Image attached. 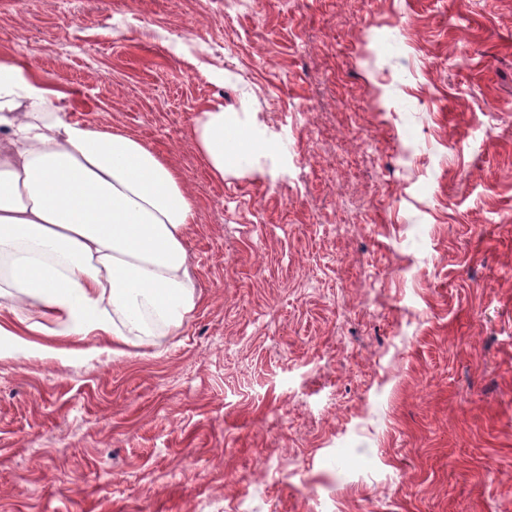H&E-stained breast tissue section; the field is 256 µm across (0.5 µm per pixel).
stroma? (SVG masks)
Wrapping results in <instances>:
<instances>
[{
  "label": "stroma",
  "mask_w": 512,
  "mask_h": 512,
  "mask_svg": "<svg viewBox=\"0 0 512 512\" xmlns=\"http://www.w3.org/2000/svg\"><path fill=\"white\" fill-rule=\"evenodd\" d=\"M0 53L182 175L201 297L0 357V512H512V0H0ZM192 135L210 175L218 180L229 171H257L270 152V141L242 124L238 112L226 111L220 102L198 112Z\"/></svg>",
  "instance_id": "35a3bbf8"
}]
</instances>
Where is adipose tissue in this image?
<instances>
[{"mask_svg": "<svg viewBox=\"0 0 512 512\" xmlns=\"http://www.w3.org/2000/svg\"><path fill=\"white\" fill-rule=\"evenodd\" d=\"M66 92L0 56V348L44 335L106 337L115 352L180 330L200 303L185 239L197 204L162 153L120 130L70 120ZM210 175L257 171L269 142L213 102L192 129Z\"/></svg>", "mask_w": 512, "mask_h": 512, "instance_id": "ef3b65f1", "label": "adipose tissue"}]
</instances>
